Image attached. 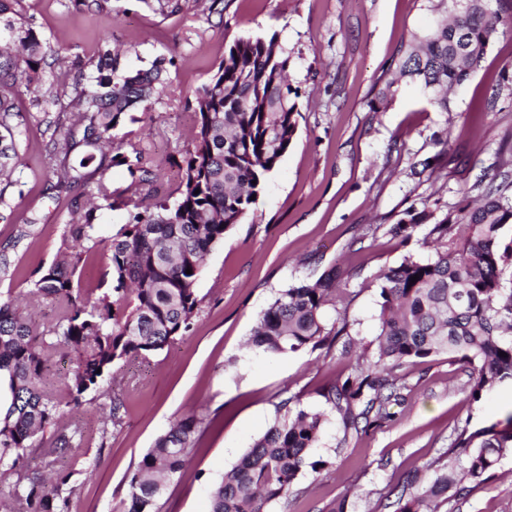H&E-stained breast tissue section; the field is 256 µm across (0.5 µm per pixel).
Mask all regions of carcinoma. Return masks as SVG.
Listing matches in <instances>:
<instances>
[{"label":"carcinoma","mask_w":512,"mask_h":512,"mask_svg":"<svg viewBox=\"0 0 512 512\" xmlns=\"http://www.w3.org/2000/svg\"><path fill=\"white\" fill-rule=\"evenodd\" d=\"M434 23L412 35L396 62V79L378 93L384 100L405 81L419 88L436 109L448 111V91L466 81L481 65L499 26L512 15V0H429ZM13 43L26 54L0 66V180L12 177L20 113L11 100L17 77L26 85L42 80L41 43L30 27L14 29ZM290 56L262 37L238 39L207 83L194 92L196 123L192 148L179 167L180 182L164 197L153 189V172L120 151L101 157L98 168L126 164L141 172L129 199V219L109 239L99 235L89 210L66 225L63 242L90 246L30 275L29 294L49 297L60 308L48 331H37L26 315L0 303V378L8 398L0 408V468L15 478L14 497L21 512H69L64 487L72 473L49 479L27 464L37 453L52 462L64 458L82 440L81 429L63 425L65 409L78 406L96 389L115 363L146 359L188 335L199 310L196 284L206 256L258 204L268 175L292 144L300 111L298 89L287 80ZM164 61L129 73L118 54L105 50L96 72L73 100L76 112L55 142L54 160L69 184L89 179L86 164L95 151L114 149L112 130L122 115L156 92ZM87 148L78 164L70 161ZM481 205H465L438 219L432 211L409 210L387 233L407 244L421 224L446 239L444 249L426 259L406 255L378 276L379 333L374 365L356 363L323 393L330 411L344 426L364 431L391 418L389 406L404 400L405 384L393 370L405 362L448 353L474 366L471 397L512 382V289L503 274L512 267V200L502 186L488 184ZM465 228L457 237L455 227ZM103 247L109 252L111 286L98 296L80 288L75 275L84 254ZM192 273H186V269ZM418 276L416 282L411 277ZM332 267L314 281L291 284L258 315L249 349L281 356L335 342L340 332L328 326L336 308ZM67 349L76 357L64 387L47 396L39 385L52 353ZM506 356H500V353ZM279 405L280 415L210 492V512H265L271 502L288 499L302 472L326 461L314 458L327 413ZM203 418L182 415L139 460L128 481L124 512H160L166 480L181 472L202 433ZM448 463H432L430 476L411 475L391 503L394 512H431L481 484L501 460L512 455V417L502 426L455 432L446 451Z\"/></svg>","instance_id":"1"}]
</instances>
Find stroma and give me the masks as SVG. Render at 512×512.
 Here are the masks:
<instances>
[{
  "instance_id": "obj_1",
  "label": "stroma",
  "mask_w": 512,
  "mask_h": 512,
  "mask_svg": "<svg viewBox=\"0 0 512 512\" xmlns=\"http://www.w3.org/2000/svg\"><path fill=\"white\" fill-rule=\"evenodd\" d=\"M434 15L428 0H23L15 25L33 28L45 52L38 90L17 85L23 117L15 141L18 165L0 183V247L15 273L0 278V301L21 305L37 330L59 314L49 300L28 298L27 277L61 257L71 212L85 208L80 187H58L49 162L55 128L71 111L78 72L104 49L129 71L167 59L163 92L128 112L112 132L125 154L140 152L159 192L179 178L177 161L195 124L192 92L215 73L236 39L271 38L291 56L301 117L288 152L266 180L253 214L225 235L206 258L197 283L201 300L189 335L146 360L114 366V380L85 394L67 422L83 431L69 452L70 512H123L127 478L175 419L194 410L203 433L185 469L168 481L161 512H209V490L278 416L277 406L326 410L321 392L355 356L304 349L257 357L245 348L258 313L280 290L340 267L332 322L347 321L359 350L373 356L379 332L376 278L406 254L429 257L420 225L408 245L388 232L411 209L436 216L456 210L463 190L490 182L512 166V22L501 25L480 67L435 109L413 86L371 111L412 34ZM108 199L96 212L103 236L127 222L135 178L127 166L93 173ZM404 402L382 427L345 430L329 413L315 457L287 499L266 512H380L387 492L446 450L457 427L480 428L512 416V383L472 401L471 365L448 354L403 364ZM120 411H113V397ZM441 512H512V456L495 477Z\"/></svg>"
}]
</instances>
